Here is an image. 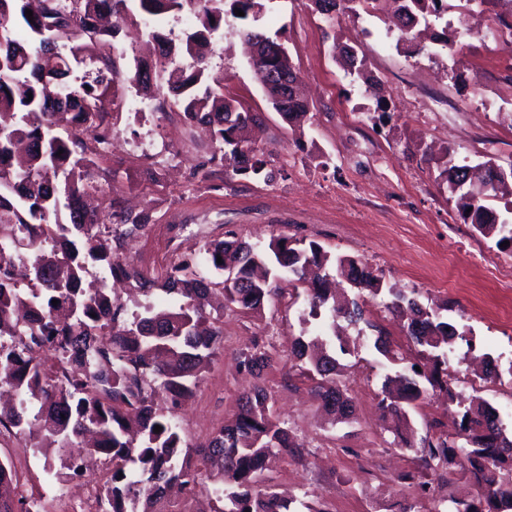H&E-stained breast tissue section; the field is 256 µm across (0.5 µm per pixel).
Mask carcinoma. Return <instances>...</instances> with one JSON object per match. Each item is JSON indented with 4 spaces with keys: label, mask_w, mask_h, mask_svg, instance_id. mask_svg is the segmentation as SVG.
<instances>
[{
    "label": "carcinoma",
    "mask_w": 512,
    "mask_h": 512,
    "mask_svg": "<svg viewBox=\"0 0 512 512\" xmlns=\"http://www.w3.org/2000/svg\"><path fill=\"white\" fill-rule=\"evenodd\" d=\"M129 0H0V384L14 391L18 407L0 411V426L26 435L31 447L41 441L55 448L59 479L74 474L73 455L85 435L86 452L112 461V475L97 498V512H165L167 489L180 484L195 494L212 482L209 512H299L261 484L266 462L296 453L303 444L273 417L271 393L264 383L277 363L267 346L254 342L239 353L240 364L257 383L238 399L234 423L223 425L195 449L183 443L175 410L193 395L204 363L224 339V311L210 307L220 293L224 306L258 312L280 290L282 281L304 287L310 311L330 314V336L299 338L292 347L302 362L301 375L316 383L324 412L349 419L352 408L336 386V358L327 352L338 336L336 323L369 324L357 299L336 303L338 274L358 290L378 294L381 277L365 261L332 255L318 242L281 236L268 247L244 241L237 232L210 239L200 257L173 264L159 284L168 296L161 307L144 306L128 321L106 278L154 286L119 254L126 238L153 222L150 211L123 213L106 223L85 205L92 186L95 157L112 145L114 129L106 121L122 98L118 85L135 89L177 109L190 123L210 127L214 154L225 162V176L240 173L272 178L258 150L243 137L259 115L224 97L223 78L206 62L211 40L224 15L258 13L259 0H136L140 11L156 17L184 9L193 25L175 42L154 31L157 59L135 61L120 71L115 40L129 16ZM406 41L429 18L452 10L446 0H392ZM492 6L491 18L508 30L512 44V0H479ZM33 10V19L25 16ZM255 48L252 67L268 98L282 97L274 110L286 121L303 116L307 103L297 93L298 74L281 57L280 42L244 30ZM187 55L190 62L168 69ZM288 70L294 86L281 96L275 76ZM489 160L481 167L460 165L443 173L448 193L464 218L483 237L512 242V223L493 212L489 202L512 195V174L501 176ZM69 220L59 221L61 212ZM222 263H217V257ZM105 277L85 285L90 269ZM336 274H331V271ZM391 307L406 313V333L424 346L435 366L448 364V347L460 337L443 320L440 308L388 289ZM58 300L53 304L52 300ZM50 351L53 363L40 354ZM457 394L435 371L398 372L386 377L380 404L394 423L393 443L418 455L420 466L436 471L456 464L481 487L477 500L453 502L445 512H512V436L497 410L473 397L446 437L417 438L408 409L426 399L428 388ZM169 402L155 405L157 395ZM161 431L154 432V426ZM14 475L0 465V512H31L14 490Z\"/></svg>",
    "instance_id": "obj_1"
}]
</instances>
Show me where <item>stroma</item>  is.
Here are the masks:
<instances>
[{
  "instance_id": "stroma-1",
  "label": "stroma",
  "mask_w": 512,
  "mask_h": 512,
  "mask_svg": "<svg viewBox=\"0 0 512 512\" xmlns=\"http://www.w3.org/2000/svg\"><path fill=\"white\" fill-rule=\"evenodd\" d=\"M262 2L258 14L225 16L210 64L224 79L226 97L261 113L252 138L272 181L226 178L223 167L209 160L210 138L179 112L136 116L115 110L112 146L103 152L95 178L106 192L94 194L93 202L153 215L144 232L125 242L123 255L152 276L156 265L198 254L205 240L228 227L263 247L279 234L314 240L367 261L385 285L415 290L421 303L443 307L445 318L465 334L453 345L455 356L462 359L470 349L511 366L512 326L502 314L512 296L498 287L493 264L512 256V249L473 236L439 174L491 156L501 165L512 161V46L486 42L487 14L477 6L466 26L456 24L452 12L434 24L455 41V53L435 44L412 54L405 42L389 37L384 10L328 17L312 0ZM243 28L284 40L309 102L304 121L286 122L269 104L238 38ZM346 44L356 47L379 79L380 96H359L358 81L338 60L337 49ZM148 139L155 141L154 150L141 152ZM364 308L366 323L346 328L344 350L336 355L354 407L352 420L330 422L311 382L288 377L283 360L291 343L310 338L316 321L303 298L286 296L258 315L225 311L224 344L176 413L186 442L202 444L234 420L240 395L254 382L240 368L238 354L256 338L273 345L281 358L266 385L278 418L303 443L299 455L271 463L266 484L297 496L309 512H401L415 502L421 512H436L450 499L477 498L479 487L461 482L462 471L454 465L422 472L428 487L422 499L415 485L403 481V473L419 463L414 452L393 446L376 403L386 375L413 364L425 370L430 362L382 298L366 297ZM378 326L399 362L374 349ZM458 371V395L488 400L512 428V384L489 381L475 390L465 381L473 365L462 359ZM456 410L438 392L412 420L419 433H446L454 429ZM14 458L21 461L19 481L47 491L59 488L45 471L44 457L31 455L27 436L0 440V459Z\"/></svg>"
}]
</instances>
